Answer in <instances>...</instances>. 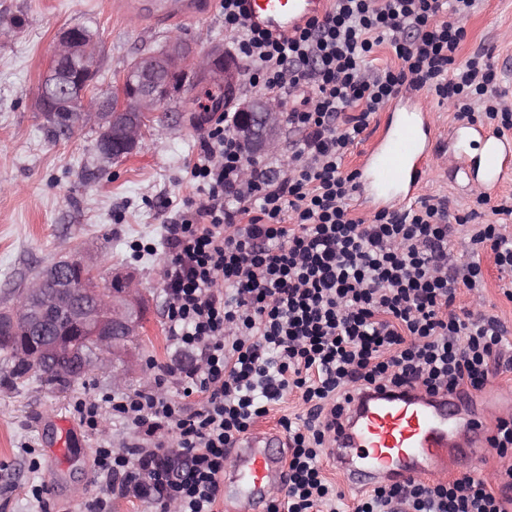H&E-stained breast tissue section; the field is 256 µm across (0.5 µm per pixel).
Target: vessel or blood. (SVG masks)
Returning a JSON list of instances; mask_svg holds the SVG:
<instances>
[{"label": "vessel or blood", "mask_w": 512, "mask_h": 512, "mask_svg": "<svg viewBox=\"0 0 512 512\" xmlns=\"http://www.w3.org/2000/svg\"><path fill=\"white\" fill-rule=\"evenodd\" d=\"M328 0H241L247 25L290 34L323 15ZM134 14L154 21H185L202 12L200 0H131ZM454 148L451 176L462 188L494 193L512 183V135L478 121L440 131L426 97L402 89L389 102L380 133L363 146L357 193L369 211L407 209L416 201L442 145ZM478 153H471V146ZM327 457L346 489L363 492L381 483L404 484L449 469L470 473L488 448L489 431L475 409L480 392L430 395L418 389H354ZM286 441L272 431L247 434L235 445L224 500L235 512H266L269 493L285 473Z\"/></svg>", "instance_id": "obj_1"}]
</instances>
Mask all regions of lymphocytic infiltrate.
Instances as JSON below:
<instances>
[{
	"mask_svg": "<svg viewBox=\"0 0 512 512\" xmlns=\"http://www.w3.org/2000/svg\"><path fill=\"white\" fill-rule=\"evenodd\" d=\"M475 0H335L292 36L249 27L239 0H224V28L255 65L249 85L274 100L295 139L285 168L250 160L216 127L192 175L200 195L169 225L163 283L169 336L196 353L177 367L188 411L166 393L114 397L112 410L143 437L126 453L95 450L105 496L87 512H112L113 495L155 512H216L234 441L288 392L309 410L284 416L283 486L268 512H322L335 487L320 462L353 388L483 390L512 370L497 317L456 310L460 289L483 285L482 252L512 271V236L429 197L407 212L357 216L354 172L344 170L376 112L402 88L435 94L457 119L475 103L512 129L492 54L457 55ZM389 43L398 63L375 67ZM471 224L470 258L448 264L452 224ZM498 490L477 473L433 484H381L354 512H512V465Z\"/></svg>",
	"mask_w": 512,
	"mask_h": 512,
	"instance_id": "lymphocytic-infiltrate-1",
	"label": "lymphocytic infiltrate"
}]
</instances>
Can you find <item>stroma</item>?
Returning <instances> with one entry per match:
<instances>
[{"label":"stroma","instance_id":"stroma-1","mask_svg":"<svg viewBox=\"0 0 512 512\" xmlns=\"http://www.w3.org/2000/svg\"><path fill=\"white\" fill-rule=\"evenodd\" d=\"M202 2L199 18L161 24L125 15L123 0H0V308L10 305L12 289L25 287L38 270L72 256L95 263L101 286L113 273H134L147 307L141 336L130 351L135 364L120 381H113L111 372L95 371L65 389L36 380L16 384L0 363V512H85L103 493L92 465L96 446L107 440L120 454L139 439L103 398L152 387L159 377L163 392L176 396V379L168 371L194 360L168 338L163 243L167 224L198 195L191 170L203 156L204 139L222 113L234 112V104L200 112L209 83L195 77L180 99L156 113V129L146 133L138 149L105 167L95 150L96 128L55 137L38 108L37 93L66 28L93 33L99 93L111 91L115 76L135 57L174 38L201 53L220 47L234 54L221 0ZM465 28L459 60L491 51L512 106V0H477ZM449 165V154L441 153L422 195L446 199L451 212L462 215L473 208L475 195L449 183L444 175ZM481 266L482 288L461 290L456 304L496 316L507 328L504 342L512 350V299L504 294L512 279L501 276L492 253L482 254ZM81 400L101 402L98 433L79 430L78 447L49 462L62 431L47 424V416L73 418ZM40 483L48 492L38 502L31 488Z\"/></svg>","mask_w":512,"mask_h":512}]
</instances>
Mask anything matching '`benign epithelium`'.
Returning <instances> with one entry per match:
<instances>
[{
  "label": "benign epithelium",
  "mask_w": 512,
  "mask_h": 512,
  "mask_svg": "<svg viewBox=\"0 0 512 512\" xmlns=\"http://www.w3.org/2000/svg\"><path fill=\"white\" fill-rule=\"evenodd\" d=\"M93 41L84 31L69 28L58 36L53 65L39 88V100L47 119L68 133L75 120L66 121L54 111L59 103H76L84 122L97 127L98 157L115 159L117 153H132L147 132L154 112L179 94L189 81L186 64L197 62L198 73L210 82L232 88L237 81L232 63L224 52L199 57L192 45L181 40L168 42L162 49L136 58L116 79L106 98L92 93L97 74ZM235 133L243 146L270 149L278 141L280 120L274 104L266 100H242L237 108ZM93 267L80 258L55 262L25 288L27 303L21 312H1L0 325L16 327L23 318L31 333L30 349L20 353L40 364L59 355L62 345L44 321V309L53 304L84 324L95 326L99 347L112 352V367L125 368L128 342L137 340L143 302L137 283L130 275H116L111 288L96 291L88 303L87 278Z\"/></svg>",
  "instance_id": "benign-epithelium-1"
}]
</instances>
